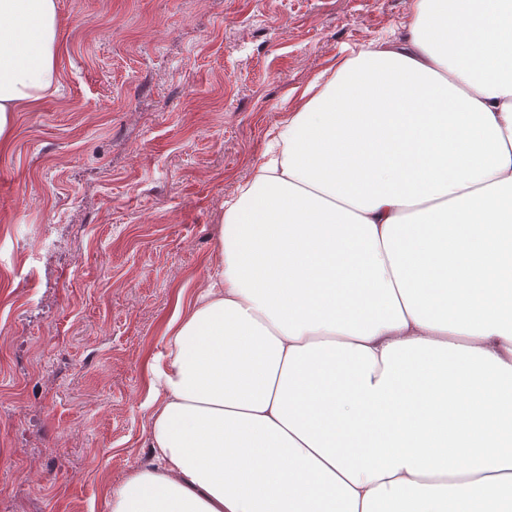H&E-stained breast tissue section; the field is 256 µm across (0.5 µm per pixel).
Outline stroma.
Instances as JSON below:
<instances>
[{
  "instance_id": "35a3bbf8",
  "label": "stroma",
  "mask_w": 512,
  "mask_h": 512,
  "mask_svg": "<svg viewBox=\"0 0 512 512\" xmlns=\"http://www.w3.org/2000/svg\"><path fill=\"white\" fill-rule=\"evenodd\" d=\"M414 0H57V89L0 143V512H108L167 327L315 76Z\"/></svg>"
}]
</instances>
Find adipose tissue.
Instances as JSON below:
<instances>
[{"label": "adipose tissue", "mask_w": 512, "mask_h": 512, "mask_svg": "<svg viewBox=\"0 0 512 512\" xmlns=\"http://www.w3.org/2000/svg\"><path fill=\"white\" fill-rule=\"evenodd\" d=\"M56 0H0V139ZM170 323L109 512H512V0H415L317 78Z\"/></svg>", "instance_id": "1"}]
</instances>
